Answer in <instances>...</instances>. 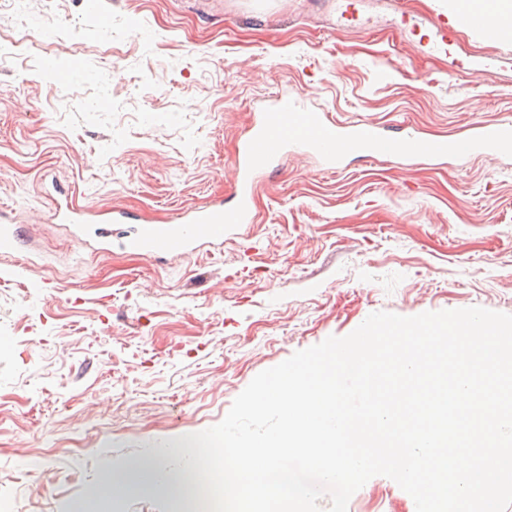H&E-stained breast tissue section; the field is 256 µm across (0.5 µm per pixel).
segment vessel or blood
Masks as SVG:
<instances>
[{"label":"vessel or blood","instance_id":"b4317fda","mask_svg":"<svg viewBox=\"0 0 512 512\" xmlns=\"http://www.w3.org/2000/svg\"><path fill=\"white\" fill-rule=\"evenodd\" d=\"M460 42L454 28L437 22L423 39V50L432 55H452ZM471 134L463 137L424 138L396 127L394 135L382 134L372 123L336 124L328 115L301 111L288 99H277L243 145L236 163L237 201L232 208L219 203H205L178 213L165 224L139 225L124 247L146 256L184 254L197 243H223L228 229L252 221L250 200L253 195L251 175L266 166L291 144L320 155L330 166H337L350 154L373 159L439 160L450 156H512V124L474 122ZM21 225L10 223L0 212V254L13 252L23 244Z\"/></svg>","mask_w":512,"mask_h":512}]
</instances>
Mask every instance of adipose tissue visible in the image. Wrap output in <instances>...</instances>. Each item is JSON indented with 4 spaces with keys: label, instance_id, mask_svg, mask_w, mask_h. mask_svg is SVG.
<instances>
[{
    "label": "adipose tissue",
    "instance_id": "ef3b65f1",
    "mask_svg": "<svg viewBox=\"0 0 512 512\" xmlns=\"http://www.w3.org/2000/svg\"><path fill=\"white\" fill-rule=\"evenodd\" d=\"M453 13L474 9L488 15L495 39H512V0H451ZM498 332L477 322L474 330L449 336L447 326H393L381 337L352 344L358 374H375L385 388L367 412L352 414L336 386V358L280 370L259 393V404L276 405L283 429L254 440L247 453L235 451L225 435L224 467L214 471L209 443L188 441L181 453L197 465L163 473L159 487L179 512H193L198 489L221 481L235 512L256 504L311 496L353 471L394 461L398 480L418 490L421 512H495L487 494L484 460L495 455L501 472L512 475V391ZM309 451L315 462L308 482L295 481L289 455Z\"/></svg>",
    "mask_w": 512,
    "mask_h": 512
}]
</instances>
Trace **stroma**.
Here are the masks:
<instances>
[{
    "instance_id": "obj_1",
    "label": "stroma",
    "mask_w": 512,
    "mask_h": 512,
    "mask_svg": "<svg viewBox=\"0 0 512 512\" xmlns=\"http://www.w3.org/2000/svg\"><path fill=\"white\" fill-rule=\"evenodd\" d=\"M18 0L0 5V210L26 231L0 255V491L12 512H175L101 483L193 435L241 445L279 429L253 408L287 366L361 336L479 317L512 330V157L350 156L286 149L260 172L253 221L157 259L87 247L54 218L68 195L162 224L233 206L238 149L273 99L336 122L464 135L512 122V70L487 79L425 56L365 0ZM389 469L349 474L295 512H417Z\"/></svg>"
}]
</instances>
